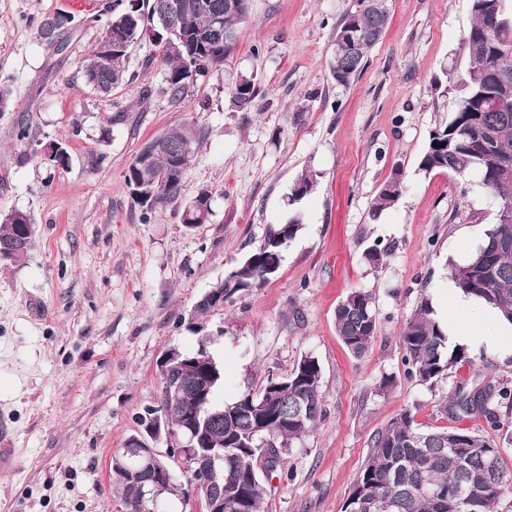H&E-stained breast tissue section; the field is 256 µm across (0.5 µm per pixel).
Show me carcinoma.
<instances>
[{
  "label": "carcinoma",
  "mask_w": 512,
  "mask_h": 512,
  "mask_svg": "<svg viewBox=\"0 0 512 512\" xmlns=\"http://www.w3.org/2000/svg\"><path fill=\"white\" fill-rule=\"evenodd\" d=\"M250 0H237L233 11L224 10V0H112V12L103 23V34L82 65L86 83L101 96L127 78L126 61L131 49L150 42L158 54L167 92L182 101L189 88L221 66L237 45L238 25L249 15ZM473 23L467 32L464 53L468 66L453 86L459 92L448 123L430 136L421 155L422 171L448 172L477 179L479 185L512 207V94L497 97L492 108L484 107L490 88L485 84L489 68L502 66L512 71V13L504 0H470ZM184 23L179 48L172 50L157 20V9ZM391 11L374 17L364 0H354L351 10L336 25L341 31L356 20L361 32L370 37L367 53L349 54L339 35L334 36L335 53L330 61L333 79L348 84L363 70L369 52L389 25ZM68 28L58 16L43 21L40 33L55 52L63 48ZM259 95L255 78L241 74L231 88L234 105L249 111ZM199 132L186 124L147 141L145 160L135 155L126 171L128 187L143 184L152 190L145 200L134 202L147 214L158 205L175 199L181 192L184 176L171 173L175 152L189 148L185 167L195 158ZM42 159L64 168L69 154L62 146ZM316 183L315 174L305 171L293 184L289 204L300 202ZM404 188V172L394 171L374 199L371 215L379 216L394 207ZM204 211L200 220L184 211L181 222L192 227L209 223L211 195L200 191L195 197ZM34 226L30 212L20 209L0 214V247L23 239L22 231ZM296 215L286 224L270 229L258 245L245 256L251 274L230 271L214 284L229 301L240 291L265 282L270 267L281 264L282 254L302 230ZM512 220L499 216L485 231L484 241L468 260L453 264L451 276L465 294L482 299L512 322ZM336 332L343 345L360 357L373 345L379 319L373 293L354 289L336 307ZM407 376L431 384L470 363L465 348L448 345V336L434 318L431 298L421 295L414 312L406 319L400 334ZM163 405L171 426L179 430L186 415L198 407L209 414L205 423L208 439L224 454V512H261L266 493L257 469L258 458L275 449L287 451L294 443L314 432L325 417L322 369L313 356L302 357L284 375L271 374L258 392L245 391L231 402L220 397L224 371L212 357L201 394L190 389L173 398L169 387L175 379L161 375ZM278 387L276 403L266 402L265 394ZM512 403V383L507 380L462 381L440 408L451 420L483 416L491 429L501 427L494 406ZM122 458L112 459V487L122 492L125 512L141 498V486L122 472ZM512 492V465L508 464L497 442L466 428L446 427L424 431L410 413L403 411L389 420L371 438L370 451L343 503L342 512H493V508Z\"/></svg>",
  "instance_id": "cac0c4a2"
}]
</instances>
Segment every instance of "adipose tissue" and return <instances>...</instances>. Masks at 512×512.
I'll use <instances>...</instances> for the list:
<instances>
[{
  "mask_svg": "<svg viewBox=\"0 0 512 512\" xmlns=\"http://www.w3.org/2000/svg\"><path fill=\"white\" fill-rule=\"evenodd\" d=\"M432 306L443 325L451 344L466 346L476 336H484L482 327L464 320L468 311H480L485 324L493 328L491 336H484L488 347L501 357H512V323L508 322L497 308L483 300L463 295L454 282L445 283L432 299Z\"/></svg>",
  "mask_w": 512,
  "mask_h": 512,
  "instance_id": "adipose-tissue-1",
  "label": "adipose tissue"
}]
</instances>
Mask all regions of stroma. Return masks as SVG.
<instances>
[{"mask_svg":"<svg viewBox=\"0 0 512 512\" xmlns=\"http://www.w3.org/2000/svg\"><path fill=\"white\" fill-rule=\"evenodd\" d=\"M352 4L250 0L234 53L175 102L150 43L131 50L127 81L104 99L82 74L101 25L76 13L57 53L40 25L64 0H0V84L12 92L0 112V213L26 210L36 222L26 261H0V512H124L110 463L158 402L162 352L199 342L181 317L295 209L303 229L278 273L208 317L225 401L302 356L322 366L326 417L265 477L266 512H341L390 418L407 410L423 428L447 427L438 409L458 382L512 380V357L477 340L470 365L422 385L406 376L400 343L421 293L463 260L459 230L477 237L495 219L497 200L476 179L419 168L454 108L449 76L467 64L470 0H393L364 70L341 86L330 73L333 36ZM242 73L261 90L248 112L230 95ZM184 123L200 139L181 194L144 216L127 167L144 142ZM50 142L67 149L66 168L42 161ZM398 168L401 197L371 219ZM306 170L316 187L290 206ZM202 190L211 220L187 227L183 209ZM373 246L383 251L376 267L365 259ZM355 288L372 290L379 316L360 357L335 328Z\"/></svg>","mask_w":512,"mask_h":512,"instance_id":"1","label":"stroma"}]
</instances>
